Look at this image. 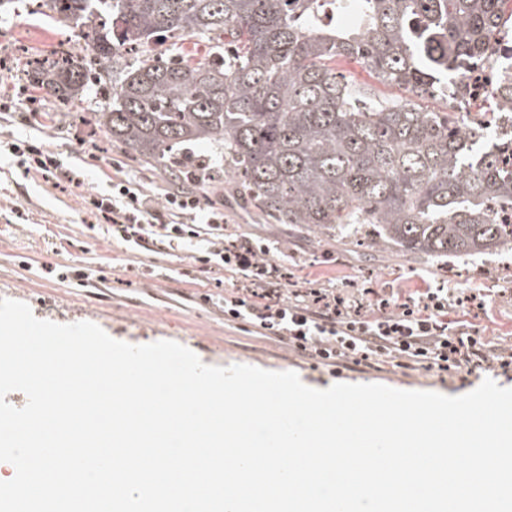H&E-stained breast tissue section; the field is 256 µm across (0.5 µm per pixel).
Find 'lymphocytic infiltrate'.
Masks as SVG:
<instances>
[{"label": "lymphocytic infiltrate", "mask_w": 512, "mask_h": 512, "mask_svg": "<svg viewBox=\"0 0 512 512\" xmlns=\"http://www.w3.org/2000/svg\"><path fill=\"white\" fill-rule=\"evenodd\" d=\"M94 209L109 214L113 237L133 247L156 237L205 239L201 263L237 275L242 293L224 298V318L247 322L267 336L288 340L297 352L318 364L393 361L400 367L421 366L440 373H472L490 357L481 337L455 330L448 323V302L464 304L452 288H429L419 297H379L383 316L366 318L351 311L333 290L314 291L312 299H287L279 265L268 246L243 238L224 239V213L202 208L197 197L170 194L155 205L142 193L135 177L112 181L108 195L89 198Z\"/></svg>", "instance_id": "f902f5d3"}]
</instances>
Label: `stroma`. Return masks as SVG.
<instances>
[{"instance_id": "obj_1", "label": "stroma", "mask_w": 512, "mask_h": 512, "mask_svg": "<svg viewBox=\"0 0 512 512\" xmlns=\"http://www.w3.org/2000/svg\"><path fill=\"white\" fill-rule=\"evenodd\" d=\"M74 25L42 14L37 0H10L0 9V298L29 305L35 317L60 324L88 321L109 336L134 345L171 340L207 365L246 364L296 372L312 388L344 383H379L400 390L462 395L484 379L512 387V371L499 366L468 380L436 371L387 363L349 365L341 373L298 353L287 341L260 335L250 324L224 319L221 300L236 278L197 262L196 248L157 239L129 248L114 238L107 217L91 209L89 195L108 194L117 170L138 180L154 203L171 185L135 157L107 148L95 114L111 88L89 82L77 109L52 112L47 100L31 98L21 57L53 59L55 52H83ZM337 72L353 79L377 101L408 98L404 88L379 82L361 65L338 60ZM30 139L62 161L53 173L26 172L11 143ZM202 207L224 212V239L243 237L267 244L286 278V297L312 288L335 289L371 303L376 291L412 293L441 285L475 293L480 307L448 310L450 322L478 331L493 349H512V249L469 260L440 261L419 254L372 247L327 236L297 224H277L245 204L236 192L208 193L192 184Z\"/></svg>"}]
</instances>
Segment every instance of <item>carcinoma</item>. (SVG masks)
I'll list each match as a JSON object with an SVG mask.
<instances>
[{
  "label": "carcinoma",
  "instance_id": "obj_1",
  "mask_svg": "<svg viewBox=\"0 0 512 512\" xmlns=\"http://www.w3.org/2000/svg\"><path fill=\"white\" fill-rule=\"evenodd\" d=\"M350 0H46L83 24L112 17V31L86 32L96 64L118 49L174 34L211 45L198 59L148 56L121 69L112 101L97 113L105 140L186 179L183 145L222 154L234 188L277 224L356 236L429 258H469L512 247L498 211L512 210V86L493 88L487 111L429 112L414 101L363 100L336 72L351 59L417 97L455 92L468 66L489 60L503 32L505 0H358L351 25L325 24L326 6ZM91 70L64 61L36 68L41 98L75 100Z\"/></svg>",
  "mask_w": 512,
  "mask_h": 512
}]
</instances>
